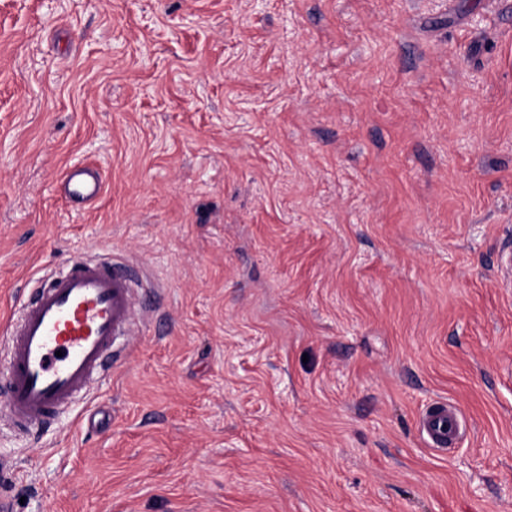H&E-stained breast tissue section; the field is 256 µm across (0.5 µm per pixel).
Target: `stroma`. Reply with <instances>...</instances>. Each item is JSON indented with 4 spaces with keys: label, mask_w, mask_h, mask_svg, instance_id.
Wrapping results in <instances>:
<instances>
[{
    "label": "stroma",
    "mask_w": 512,
    "mask_h": 512,
    "mask_svg": "<svg viewBox=\"0 0 512 512\" xmlns=\"http://www.w3.org/2000/svg\"><path fill=\"white\" fill-rule=\"evenodd\" d=\"M115 255L123 358L0 420L13 512H512V0H0V325ZM61 191L70 199L91 203L100 196L101 182L90 167H75L67 174ZM420 424L429 447L443 451L456 445L460 434L461 415L448 401H436L425 408Z\"/></svg>",
    "instance_id": "1"
}]
</instances>
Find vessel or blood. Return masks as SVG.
I'll return each instance as SVG.
<instances>
[{
  "label": "vessel or blood",
  "mask_w": 512,
  "mask_h": 512,
  "mask_svg": "<svg viewBox=\"0 0 512 512\" xmlns=\"http://www.w3.org/2000/svg\"><path fill=\"white\" fill-rule=\"evenodd\" d=\"M62 192L91 203L100 196L101 182L91 168L76 167ZM138 285L135 268L121 258L75 259L22 301L6 335L5 416L15 427L40 430L111 364L118 337L133 328ZM420 424L429 447L443 451L456 445L461 415L441 400L425 408Z\"/></svg>",
  "instance_id": "obj_1"
}]
</instances>
